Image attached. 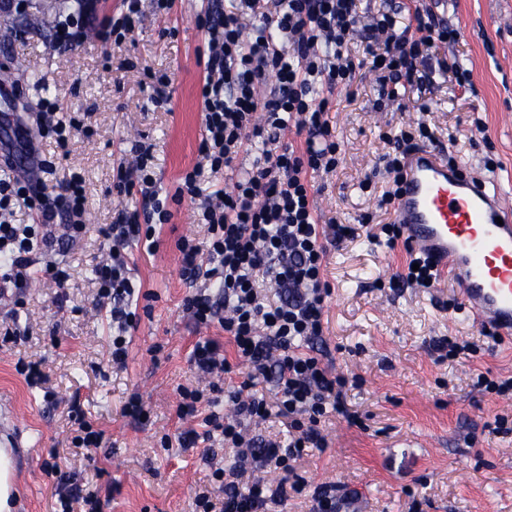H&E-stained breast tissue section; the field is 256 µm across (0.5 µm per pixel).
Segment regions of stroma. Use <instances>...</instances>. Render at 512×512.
Here are the masks:
<instances>
[{"label":"stroma","instance_id":"obj_1","mask_svg":"<svg viewBox=\"0 0 512 512\" xmlns=\"http://www.w3.org/2000/svg\"><path fill=\"white\" fill-rule=\"evenodd\" d=\"M59 4L26 0L21 9L5 0L0 7V67L13 79L0 98V115L34 128L40 93L30 76L37 73L64 113L93 130L92 137H75L66 155L53 140L40 145L56 166L43 177L46 189L73 172L85 180L86 231L63 258L65 287L40 274L19 289L18 303H0V437L10 440L16 467L10 512H54L63 474L97 484L102 512H194V492L208 469L199 449L179 444L188 424L176 414L177 390L200 384L190 364L198 338L233 352L219 326L195 328L182 309L187 288L177 242L189 236L206 243L207 228L185 203L158 228L155 252L133 248L134 282L154 298L131 333L122 370L112 365V324L96 307L93 268L106 252L101 227L129 202L117 194L113 177L120 162L130 161L132 143L152 145L163 196L174 194L199 160L206 58L196 18L212 0H172L160 13L145 6L142 23L121 46L102 43L91 31L69 50L55 45L52 27L30 23L56 16ZM405 4L430 6L458 31L456 41L434 54L460 60L471 85L440 76L428 110L413 91L402 108L378 112L373 77L363 70L352 93L337 95L330 119L342 162L335 173L315 177L314 203L322 221L348 225L353 234L327 250L324 276L332 293L322 348L349 380L347 402L362 424L331 415L327 448L300 460L297 472L309 485L335 484L348 493L342 512H512V393L473 386L480 370L495 380L512 378V343L475 326L454 278L431 288L389 287L409 255L404 245L387 246L380 227L395 212L378 206L394 189L381 162L384 137L420 122L434 134L433 152L453 156L470 174L486 175L485 161L494 159L512 203V0ZM155 74L170 79V99L161 107L150 99ZM448 337L475 344L476 356L439 361L433 343ZM157 343L164 352L155 359L150 348ZM20 361L39 365L40 385L26 384L16 370ZM133 392L149 411L146 423L122 414ZM74 397L105 432L91 459L72 443ZM500 417L507 426L502 433L494 429Z\"/></svg>","mask_w":512,"mask_h":512}]
</instances>
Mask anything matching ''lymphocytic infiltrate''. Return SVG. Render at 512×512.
<instances>
[{"instance_id":"f902f5d3","label":"lymphocytic infiltrate","mask_w":512,"mask_h":512,"mask_svg":"<svg viewBox=\"0 0 512 512\" xmlns=\"http://www.w3.org/2000/svg\"><path fill=\"white\" fill-rule=\"evenodd\" d=\"M257 2L231 0L225 7L214 0L198 18L207 40L201 161L168 200L155 188L152 146H132V164L118 166L114 187L139 201L118 209L103 228L107 254L94 270L99 303L112 321V364L121 367L129 353L127 332L138 320L132 309L136 287L130 247L156 248V228L170 222L174 203L193 204L198 223L208 227L207 247L189 237L177 243L179 276L190 289L183 309L196 324H219L235 357L227 359L214 340L196 341L190 362L209 385L179 391L178 417L197 422L181 432L180 444L201 449L211 467L212 486L196 492L195 512H270L289 493L304 490L296 464L326 448L328 414L359 421L348 408L347 379L333 372L319 345L331 293L323 278L327 244L343 241L346 227L322 224L311 177L335 172L341 160L329 121L336 93L350 88L364 66L375 77L381 111L403 101L408 91L426 92L435 74H453L460 83L470 77L460 64L431 62V49L453 36L431 12L414 11L401 27L400 4L364 24L356 0H271L258 24L247 26L243 12ZM142 18V0H125L124 12L105 20L97 15V0H77L74 10L59 14L55 42L64 48L80 44L92 27L98 39L117 46ZM357 39L365 44L360 64L349 54ZM58 112L56 100L41 99L38 133L64 150L84 125L63 120ZM289 130L303 138V147L285 142ZM418 137L431 139L426 125L390 138L383 162L395 180L403 179ZM0 147L10 154L0 165L2 300L10 288L33 277L35 252L64 254L83 234L87 205L79 173L65 179L54 195L17 175L16 157L31 159L36 152L23 125H16ZM241 155L253 156V166L230 187L205 184V174L232 169ZM18 207L35 212L36 222L13 223ZM237 365L244 369L240 385L223 389L219 377L231 375ZM268 382L274 388L270 397L262 390ZM224 396L235 407L233 416L217 410ZM272 420L282 423L284 436L252 433V426ZM226 450L232 463L217 466ZM250 464L277 472L276 484L261 477L244 482Z\"/></svg>"}]
</instances>
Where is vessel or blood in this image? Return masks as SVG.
<instances>
[{
    "label": "vessel or blood",
    "mask_w": 512,
    "mask_h": 512,
    "mask_svg": "<svg viewBox=\"0 0 512 512\" xmlns=\"http://www.w3.org/2000/svg\"><path fill=\"white\" fill-rule=\"evenodd\" d=\"M412 248L453 274L472 320L512 341V207L493 183L415 151L396 203Z\"/></svg>",
    "instance_id": "1"
}]
</instances>
